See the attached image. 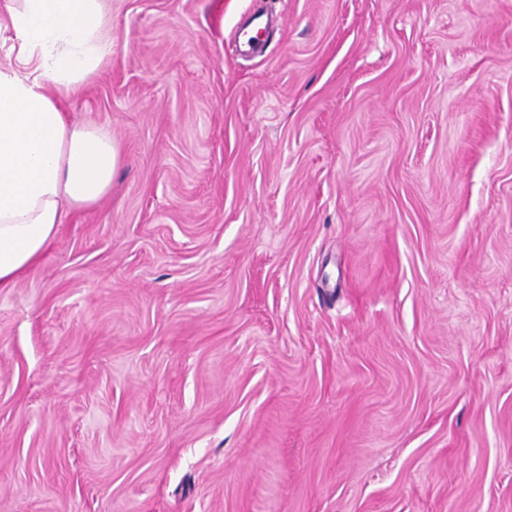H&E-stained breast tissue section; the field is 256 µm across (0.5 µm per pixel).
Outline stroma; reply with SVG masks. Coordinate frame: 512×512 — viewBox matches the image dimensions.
I'll list each match as a JSON object with an SVG mask.
<instances>
[{"instance_id": "1", "label": "stroma", "mask_w": 512, "mask_h": 512, "mask_svg": "<svg viewBox=\"0 0 512 512\" xmlns=\"http://www.w3.org/2000/svg\"><path fill=\"white\" fill-rule=\"evenodd\" d=\"M112 191L0 292V512H512V0H112Z\"/></svg>"}]
</instances>
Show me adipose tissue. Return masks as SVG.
Segmentation results:
<instances>
[{
  "mask_svg": "<svg viewBox=\"0 0 512 512\" xmlns=\"http://www.w3.org/2000/svg\"><path fill=\"white\" fill-rule=\"evenodd\" d=\"M111 14L112 0H0V291L112 189L118 144L68 113L112 53Z\"/></svg>",
  "mask_w": 512,
  "mask_h": 512,
  "instance_id": "obj_1",
  "label": "adipose tissue"
}]
</instances>
